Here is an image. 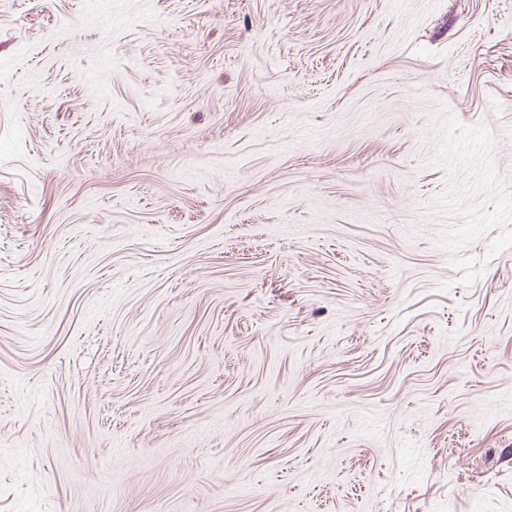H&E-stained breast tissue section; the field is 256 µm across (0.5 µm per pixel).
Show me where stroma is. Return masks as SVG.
Returning <instances> with one entry per match:
<instances>
[{
	"mask_svg": "<svg viewBox=\"0 0 512 512\" xmlns=\"http://www.w3.org/2000/svg\"><path fill=\"white\" fill-rule=\"evenodd\" d=\"M0 512H512V0H0Z\"/></svg>",
	"mask_w": 512,
	"mask_h": 512,
	"instance_id": "35a3bbf8",
	"label": "stroma"
}]
</instances>
